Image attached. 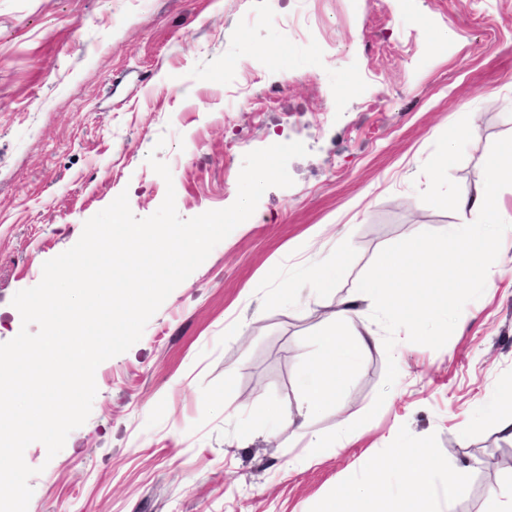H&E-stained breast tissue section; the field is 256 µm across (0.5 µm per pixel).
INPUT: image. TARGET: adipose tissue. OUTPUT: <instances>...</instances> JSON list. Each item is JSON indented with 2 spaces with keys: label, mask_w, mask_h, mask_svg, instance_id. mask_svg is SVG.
Wrapping results in <instances>:
<instances>
[{
  "label": "adipose tissue",
  "mask_w": 512,
  "mask_h": 512,
  "mask_svg": "<svg viewBox=\"0 0 512 512\" xmlns=\"http://www.w3.org/2000/svg\"><path fill=\"white\" fill-rule=\"evenodd\" d=\"M333 321V327L318 338L321 356L303 376L294 408H275L261 397L254 402L256 409L275 418L279 434L305 439L308 463L320 459L328 448L314 428L316 419L334 405L363 353L379 342L356 299L337 302ZM438 465L431 449H399L394 457L376 464L377 475L371 481L338 490L323 512H429L436 494L451 501L462 497L469 486L467 467H450L443 491H436L429 473Z\"/></svg>",
  "instance_id": "ef3b65f1"
}]
</instances>
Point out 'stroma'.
<instances>
[{
  "mask_svg": "<svg viewBox=\"0 0 512 512\" xmlns=\"http://www.w3.org/2000/svg\"><path fill=\"white\" fill-rule=\"evenodd\" d=\"M497 96L512 98V0H0V343L21 328L15 293L120 193L145 218L174 188L187 219L235 201L247 153L308 149L288 165L293 186L268 189L141 339L98 366L91 414L63 449L26 448L36 512H321L397 448L468 466L467 494L433 512H489L491 486L512 484V469L481 468L504 442L491 399L512 386V229L444 347L401 330L392 352L363 355L316 424L326 438L369 410L387 357L399 374L346 447L289 470L304 440L271 437L252 402L294 405L333 309L359 297L384 247L455 229L456 212L420 200L419 170L469 117L449 175L481 191L493 142L512 136ZM315 262L335 265L334 292L315 291ZM288 291L299 303L270 302ZM220 398L225 408L208 409Z\"/></svg>",
  "mask_w": 512,
  "mask_h": 512,
  "instance_id": "35a3bbf8",
  "label": "stroma"
}]
</instances>
